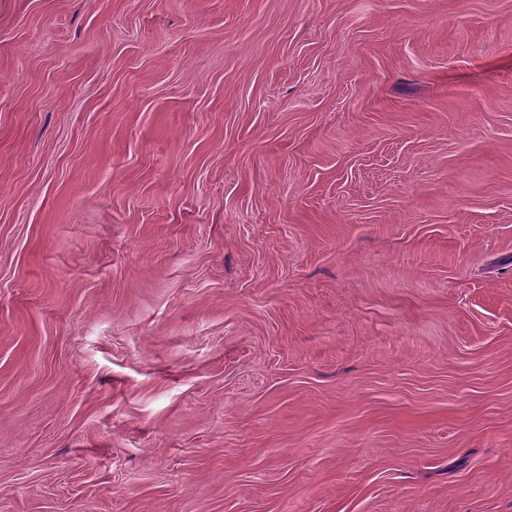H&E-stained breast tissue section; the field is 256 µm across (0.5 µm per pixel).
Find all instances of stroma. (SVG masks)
Returning <instances> with one entry per match:
<instances>
[{
	"label": "stroma",
	"instance_id": "1",
	"mask_svg": "<svg viewBox=\"0 0 512 512\" xmlns=\"http://www.w3.org/2000/svg\"><path fill=\"white\" fill-rule=\"evenodd\" d=\"M0 512H512V0H0Z\"/></svg>",
	"mask_w": 512,
	"mask_h": 512
}]
</instances>
